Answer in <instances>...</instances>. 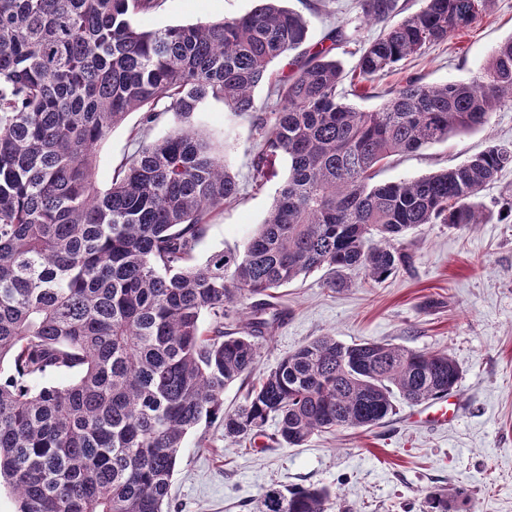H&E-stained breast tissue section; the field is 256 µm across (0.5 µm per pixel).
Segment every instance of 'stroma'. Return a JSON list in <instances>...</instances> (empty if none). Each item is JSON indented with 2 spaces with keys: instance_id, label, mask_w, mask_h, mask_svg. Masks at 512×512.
<instances>
[{
  "instance_id": "35a3bbf8",
  "label": "stroma",
  "mask_w": 512,
  "mask_h": 512,
  "mask_svg": "<svg viewBox=\"0 0 512 512\" xmlns=\"http://www.w3.org/2000/svg\"><path fill=\"white\" fill-rule=\"evenodd\" d=\"M254 0H161L140 13L135 25L163 28L245 14ZM309 22L310 43L331 29L342 32L335 50L352 71L380 24L369 20L358 0H287ZM512 37V0H492L464 35L402 60L373 81L367 98L340 84L339 98L363 110L378 107L389 90L411 79L425 84L470 80L484 67L492 48ZM256 111L237 113L210 99L192 118L195 128L223 148L238 185L234 201L214 214L194 252L195 262L241 249L266 218L288 175L276 159L264 186H256L252 162L262 145L258 116H273L279 105L268 84L255 92ZM140 113H130L98 144L95 178L108 188L117 164L132 150ZM512 144V107L494 112L478 131L414 152L393 156L377 182L425 176L454 167L493 144ZM490 218L459 229L424 224L410 230L400 247L405 266L375 286L361 272L349 288L325 286V273L310 272L278 289L287 315L261 340L254 377L274 369L291 351L319 336L349 345L378 340L421 351L448 352L462 376L456 386L463 416L448 427L413 422V405L395 401L387 421L369 430H344L312 437L297 448L274 443V423L255 442L228 445L219 424L190 432L171 486L175 512H256L272 488L326 486L334 493L327 512H429L426 497L448 495L450 512H512V168L501 171L480 195Z\"/></svg>"
}]
</instances>
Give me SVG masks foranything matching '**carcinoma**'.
Returning <instances> with one entry per match:
<instances>
[{
    "mask_svg": "<svg viewBox=\"0 0 512 512\" xmlns=\"http://www.w3.org/2000/svg\"><path fill=\"white\" fill-rule=\"evenodd\" d=\"M257 0L248 13L143 29L134 15L160 0H0V497L16 512H167L187 434L220 420L238 444L276 421L284 448L384 422L399 398L419 404L461 378L446 352L321 336L285 356L244 401L224 411V388L250 377L257 342L283 319L274 291L324 269L348 287L359 270L380 282L406 261L396 243L422 224L465 228L488 214L481 192L512 167V145L420 178L373 183L399 152L483 128L512 106V37L470 81L415 79L377 109L342 103L343 68L329 46L305 49L291 74L269 65L302 48L309 22ZM489 0H425L360 55L351 84L467 30ZM384 22L398 0H360ZM269 81L281 109L258 125L254 158L288 177L243 249L192 263L210 217L237 193L224 151L189 126L210 98L256 110ZM164 109H158L160 102ZM131 112L149 125L173 115L134 152L110 187L94 184L97 145ZM262 297L224 331L229 305ZM70 374L62 386L35 382ZM327 487L266 492L260 512H326Z\"/></svg>",
    "mask_w": 512,
    "mask_h": 512,
    "instance_id": "cac0c4a2",
    "label": "carcinoma"
}]
</instances>
